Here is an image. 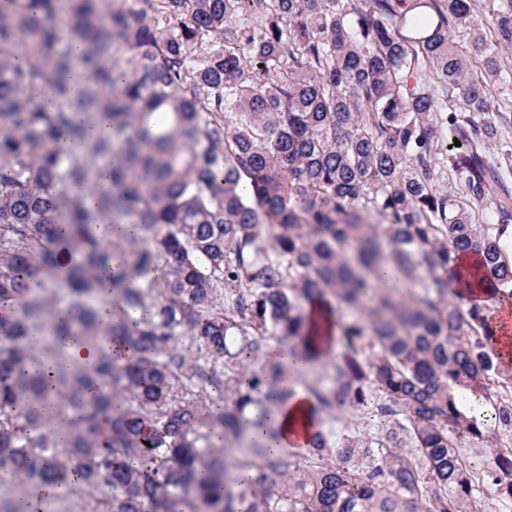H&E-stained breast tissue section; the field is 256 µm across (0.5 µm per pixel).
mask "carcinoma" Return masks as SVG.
<instances>
[{
    "instance_id": "1",
    "label": "carcinoma",
    "mask_w": 512,
    "mask_h": 512,
    "mask_svg": "<svg viewBox=\"0 0 512 512\" xmlns=\"http://www.w3.org/2000/svg\"><path fill=\"white\" fill-rule=\"evenodd\" d=\"M473 2L0 0V512H512V0ZM310 397L305 392H299L297 397L294 398L288 406L285 408L286 415L280 414L277 416L279 421L283 420L282 423V440L280 447L287 448L288 437L290 435H296L301 433L304 435L306 440L309 439L311 422L307 420L304 429L298 430L295 427V422L302 416L308 414L311 410Z\"/></svg>"
}]
</instances>
